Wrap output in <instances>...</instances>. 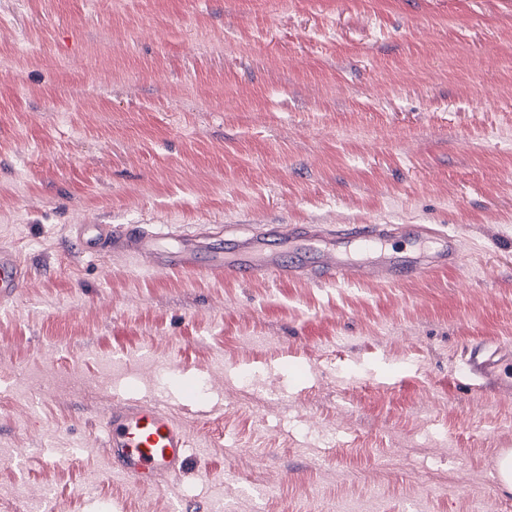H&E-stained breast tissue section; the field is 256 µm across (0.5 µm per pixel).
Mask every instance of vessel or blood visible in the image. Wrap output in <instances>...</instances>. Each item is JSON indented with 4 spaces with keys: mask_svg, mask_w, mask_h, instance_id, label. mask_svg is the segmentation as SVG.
<instances>
[{
    "mask_svg": "<svg viewBox=\"0 0 512 512\" xmlns=\"http://www.w3.org/2000/svg\"><path fill=\"white\" fill-rule=\"evenodd\" d=\"M394 234L390 224H348L333 235L308 224L290 228L266 224L228 250L203 254L186 238L175 248L160 249V233L139 224H80L75 241L83 254L104 258L115 249L165 271L215 272L240 280L269 275L323 283L420 278L453 264L461 250L455 236L421 225L409 249L398 253L389 247ZM28 275L20 255L1 247L0 295L12 296ZM465 365L471 375L489 378L496 363L480 347ZM102 431V451L113 472L135 483L157 484L178 477L190 457L186 428L161 400L112 406L103 416Z\"/></svg>",
    "mask_w": 512,
    "mask_h": 512,
    "instance_id": "b4317fda",
    "label": "vessel or blood"
}]
</instances>
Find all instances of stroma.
I'll return each instance as SVG.
<instances>
[{"instance_id": "obj_1", "label": "stroma", "mask_w": 512, "mask_h": 512, "mask_svg": "<svg viewBox=\"0 0 512 512\" xmlns=\"http://www.w3.org/2000/svg\"><path fill=\"white\" fill-rule=\"evenodd\" d=\"M73 224L227 246L263 224H417L395 285L167 274ZM0 512H512V0H0ZM165 397L159 487L102 452ZM29 275V270L20 255L11 249L0 248V295L12 296L22 288ZM465 366L469 373L475 377L489 378L493 376L496 362L493 353L488 354L485 347L475 348L466 360ZM102 431L108 464L134 483L176 478L190 457L189 433L161 400L112 405L103 415Z\"/></svg>"}]
</instances>
